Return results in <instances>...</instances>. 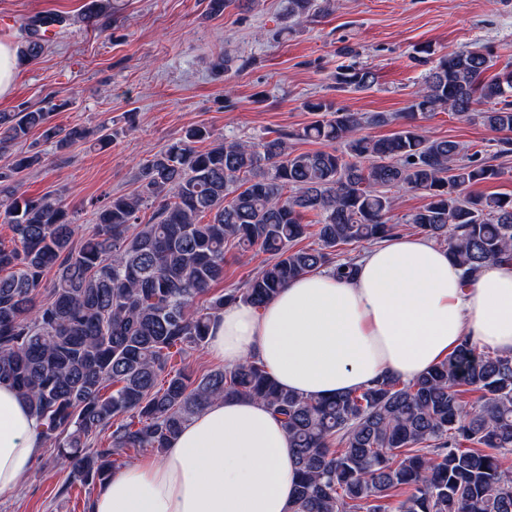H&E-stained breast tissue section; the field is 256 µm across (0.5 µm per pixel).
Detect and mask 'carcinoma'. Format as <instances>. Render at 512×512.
<instances>
[{"label": "carcinoma", "instance_id": "1", "mask_svg": "<svg viewBox=\"0 0 512 512\" xmlns=\"http://www.w3.org/2000/svg\"><path fill=\"white\" fill-rule=\"evenodd\" d=\"M334 8L335 0H288V18ZM54 22L63 17L28 22L27 61L43 54L40 29ZM418 53L428 73L392 135L361 134L391 116L323 99L305 102L315 120L301 130L256 142L192 127L139 169L132 192L98 209L78 247V225L59 199L18 193L16 177L45 163V154L18 152L0 168V214L14 233L11 244L0 241V382L29 402L70 483L104 484L122 467L119 455L162 452L213 401L248 397L287 428L298 464L291 512H512V473L503 461L512 452V354L465 337L408 382L384 376L321 399L280 388L257 359L198 376L170 368L173 355L204 348L225 306L259 309L288 281L321 269L352 273L355 260L338 259L342 246L397 233L394 189L425 198L405 223L447 244L465 274L489 261L512 264V194L468 191L504 170L417 124L439 112L478 119L499 134L497 154L512 153V69L487 75L491 54L478 49L435 60L428 47ZM332 80L360 91L378 76L350 64ZM480 102L488 108L472 113ZM67 106L51 96L42 108L0 112V153L34 130L56 154L86 140L84 128L51 123ZM291 139L324 148L298 152ZM147 203L154 215L140 224ZM308 213L318 217L316 248L299 246ZM229 245L265 253L267 262L244 287L212 294ZM52 270L48 298L39 302ZM466 391L482 393L480 409L468 407Z\"/></svg>", "mask_w": 512, "mask_h": 512}]
</instances>
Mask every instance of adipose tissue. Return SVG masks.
Masks as SVG:
<instances>
[{
	"label": "adipose tissue",
	"mask_w": 512,
	"mask_h": 512,
	"mask_svg": "<svg viewBox=\"0 0 512 512\" xmlns=\"http://www.w3.org/2000/svg\"><path fill=\"white\" fill-rule=\"evenodd\" d=\"M465 336L512 353V265L486 263L468 281L447 249L395 236L353 275L308 273L261 309L226 307L207 347L228 368L259 359L280 386L316 398L385 374L411 380ZM42 443L40 419L0 383V493L29 476ZM295 482L281 417L227 398L191 419L163 456L107 481L92 512H289Z\"/></svg>",
	"instance_id": "1"
}]
</instances>
